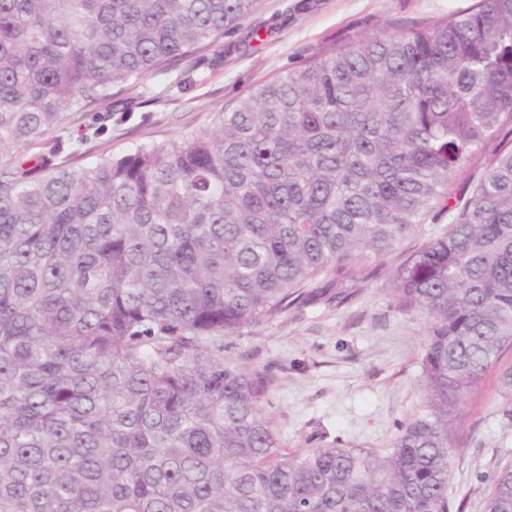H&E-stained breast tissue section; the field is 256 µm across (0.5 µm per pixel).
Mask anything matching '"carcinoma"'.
I'll return each mask as SVG.
<instances>
[{
    "label": "carcinoma",
    "mask_w": 512,
    "mask_h": 512,
    "mask_svg": "<svg viewBox=\"0 0 512 512\" xmlns=\"http://www.w3.org/2000/svg\"><path fill=\"white\" fill-rule=\"evenodd\" d=\"M256 4L0 0V157ZM442 211L389 272L427 317L425 413L381 450L288 451L224 338L344 301ZM510 350L512 0L348 33L205 133L0 164V512H451L453 413ZM485 512H512V468Z\"/></svg>",
    "instance_id": "obj_1"
}]
</instances>
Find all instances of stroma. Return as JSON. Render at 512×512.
<instances>
[{
	"label": "stroma",
	"mask_w": 512,
	"mask_h": 512,
	"mask_svg": "<svg viewBox=\"0 0 512 512\" xmlns=\"http://www.w3.org/2000/svg\"><path fill=\"white\" fill-rule=\"evenodd\" d=\"M474 0H258L256 9L200 64L176 61L113 84L112 97L69 113L39 143L14 150L19 165L51 158L82 166L142 144L213 126L258 84L273 80L324 42L348 32L424 25ZM272 33H265L266 25ZM386 277L353 286L344 303L325 297L295 305L252 334L224 342V358L266 368L270 392L261 410L286 448L390 447L401 426L423 410L426 316L398 307ZM450 455L451 503L484 512L494 476L512 466V393L490 371L459 407Z\"/></svg>",
	"instance_id": "1"
}]
</instances>
